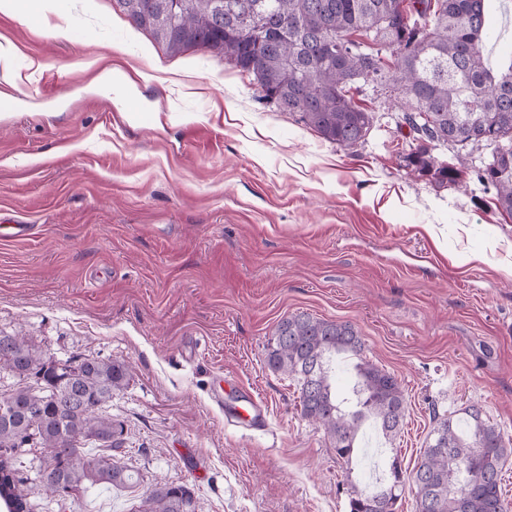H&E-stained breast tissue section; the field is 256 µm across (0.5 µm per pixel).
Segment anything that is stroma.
Wrapping results in <instances>:
<instances>
[{
	"label": "stroma",
	"instance_id": "stroma-1",
	"mask_svg": "<svg viewBox=\"0 0 512 512\" xmlns=\"http://www.w3.org/2000/svg\"><path fill=\"white\" fill-rule=\"evenodd\" d=\"M54 6L67 35L35 0L0 13L18 50L0 93L23 98L0 113V211L32 227L0 240V333L129 366L107 411L124 425L115 457L145 483L53 498L24 468L32 512H136L158 481L193 487L197 512H349L352 487L375 481L369 457L338 461L266 366L298 313L353 324L400 380L406 416L383 458L403 473L435 416L472 405L512 443V217L475 177L489 148L438 147L464 158L461 184L440 188L409 173L414 134L373 85L358 95L373 126L345 150L223 57L169 53L112 0ZM99 56L138 79L152 122L88 68ZM250 400L264 429L224 417ZM42 3L41 8L39 9V15L41 22L43 24V27L57 33V34H64L70 24V21L67 17H64L60 14H58L53 5L52 0H41L39 1Z\"/></svg>",
	"mask_w": 512,
	"mask_h": 512
}]
</instances>
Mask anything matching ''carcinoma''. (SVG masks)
<instances>
[{"label": "carcinoma", "mask_w": 512, "mask_h": 512, "mask_svg": "<svg viewBox=\"0 0 512 512\" xmlns=\"http://www.w3.org/2000/svg\"><path fill=\"white\" fill-rule=\"evenodd\" d=\"M137 29L173 54L210 51L253 77L260 98L324 140L348 149L363 141L373 115L354 100L359 83L397 94L417 145L411 172L439 187L460 183L461 170L434 154L436 146L492 148L477 179L496 192L498 210L512 216V60L493 71L486 47L488 0H113ZM359 33L362 41L351 39ZM0 351V372L28 381L0 393V499L8 512H30L18 489L20 449H46L38 478L58 495L85 484L134 487L139 472L115 460L123 424L104 414L129 381L121 361L67 360L60 374L22 335ZM364 342L348 322L301 313L282 319L270 339L267 365L297 382L301 415L329 437L336 458L351 461L364 422L385 443L396 439L406 413L400 381L363 356ZM353 363L348 396L336 393V358ZM433 443L411 474L418 512H507L500 473L508 455L501 432L475 406L465 416L436 419ZM391 482L375 493L353 492L350 512H394L405 480L397 461ZM139 512H196L193 489L155 484Z\"/></svg>", "instance_id": "obj_1"}]
</instances>
